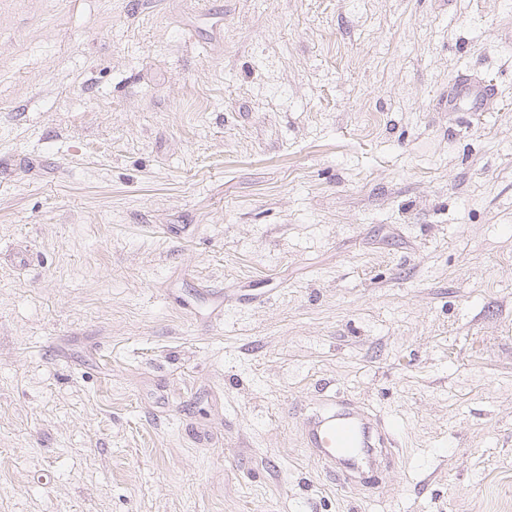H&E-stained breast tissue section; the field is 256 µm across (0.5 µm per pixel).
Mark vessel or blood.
<instances>
[{
  "label": "vessel or blood",
  "mask_w": 512,
  "mask_h": 512,
  "mask_svg": "<svg viewBox=\"0 0 512 512\" xmlns=\"http://www.w3.org/2000/svg\"><path fill=\"white\" fill-rule=\"evenodd\" d=\"M484 94L483 88L463 78L448 106L454 109L464 105L477 112ZM302 440L317 460L345 484L355 476L373 482L379 467L387 465L394 455V431L389 424L371 410L333 397L312 412L302 431Z\"/></svg>",
  "instance_id": "1"
}]
</instances>
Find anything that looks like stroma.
<instances>
[{"instance_id": "1", "label": "stroma", "mask_w": 512, "mask_h": 512, "mask_svg": "<svg viewBox=\"0 0 512 512\" xmlns=\"http://www.w3.org/2000/svg\"><path fill=\"white\" fill-rule=\"evenodd\" d=\"M506 500L512 0H0V512ZM485 93V89L462 78L456 85L454 95L448 99V108L455 109L464 104L470 112H480ZM302 440L335 480L337 476L347 486L358 475L366 484L372 482L376 489L381 488L375 485L378 467L389 463L396 447L394 430L389 424L371 410L336 400V396L326 399L321 409L312 412L302 431Z\"/></svg>"}]
</instances>
